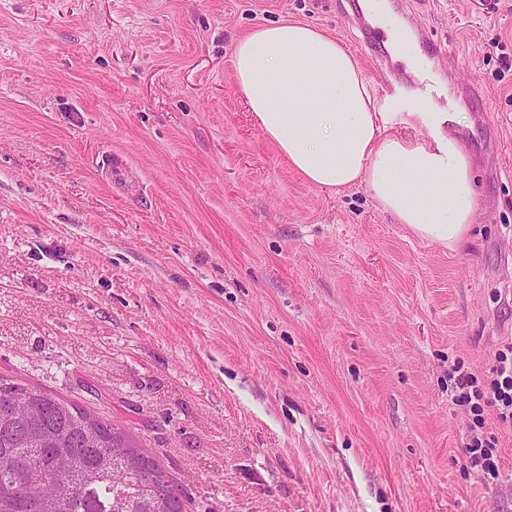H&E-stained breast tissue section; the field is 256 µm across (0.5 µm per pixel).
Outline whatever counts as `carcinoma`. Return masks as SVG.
I'll list each match as a JSON object with an SVG mask.
<instances>
[{
    "mask_svg": "<svg viewBox=\"0 0 512 512\" xmlns=\"http://www.w3.org/2000/svg\"><path fill=\"white\" fill-rule=\"evenodd\" d=\"M25 392L34 415L17 417ZM127 444L125 456L113 449ZM180 495L157 461L114 421L0 376V512H166Z\"/></svg>",
    "mask_w": 512,
    "mask_h": 512,
    "instance_id": "1",
    "label": "carcinoma"
}]
</instances>
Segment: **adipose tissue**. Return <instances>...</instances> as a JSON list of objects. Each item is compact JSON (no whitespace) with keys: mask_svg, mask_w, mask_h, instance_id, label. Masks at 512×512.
Returning <instances> with one entry per match:
<instances>
[{"mask_svg":"<svg viewBox=\"0 0 512 512\" xmlns=\"http://www.w3.org/2000/svg\"><path fill=\"white\" fill-rule=\"evenodd\" d=\"M233 68L256 125L304 181L364 186L416 236L451 250L465 243L481 210L471 161L446 129L455 115L417 113L423 136L395 130L355 57L306 24L252 30Z\"/></svg>","mask_w":512,"mask_h":512,"instance_id":"obj_1","label":"adipose tissue"}]
</instances>
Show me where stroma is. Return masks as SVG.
Segmentation results:
<instances>
[{
    "mask_svg": "<svg viewBox=\"0 0 512 512\" xmlns=\"http://www.w3.org/2000/svg\"><path fill=\"white\" fill-rule=\"evenodd\" d=\"M354 0H0V375L101 417L184 512H512L465 468L448 367L512 340V0H405L369 46ZM310 23L404 112L381 64L445 49L482 218L451 251L323 190L247 109L232 56ZM474 84L480 109L456 89Z\"/></svg>",
    "mask_w": 512,
    "mask_h": 512,
    "instance_id": "stroma-1",
    "label": "stroma"
}]
</instances>
